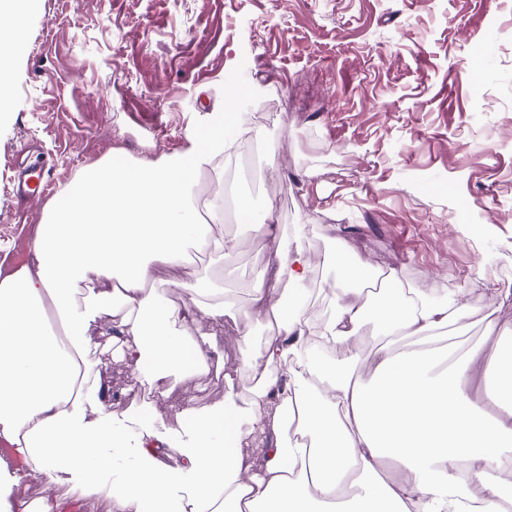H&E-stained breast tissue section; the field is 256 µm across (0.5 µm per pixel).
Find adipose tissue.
Listing matches in <instances>:
<instances>
[{
	"mask_svg": "<svg viewBox=\"0 0 512 512\" xmlns=\"http://www.w3.org/2000/svg\"><path fill=\"white\" fill-rule=\"evenodd\" d=\"M27 9L28 0H0V16L12 20L0 27V105ZM226 145L219 124L158 167L113 158L85 169L53 204L30 262L0 277V444L53 481L111 473L116 512H150L182 480L190 484L187 512H507L512 485L490 472L512 449V349L501 351L489 395L497 418L467 398L469 364L437 348L380 345L361 376L363 321L375 320L387 336L428 338L465 318L466 304L434 298L393 271L384 300L373 302L359 287L365 269L339 252L334 314L315 328L303 305L304 248L275 238L268 213L244 205L241 228L274 238L275 280L288 287L287 300L273 302L265 282L254 287L270 328L245 360L255 379L249 398L207 412L185 405L191 441L175 469L156 460L154 435L140 421L118 425L105 413L99 376L80 368L100 303L120 317L109 342L124 345L150 382L173 370L186 378L209 370L213 344L184 326L198 315L223 319L216 289H186L176 305L152 283L157 266L185 263L189 246L217 258L234 250L233 238L202 224L189 196ZM102 279L111 291L80 294L81 284ZM254 432L266 438L258 472L243 450ZM385 464L402 480L384 482Z\"/></svg>",
	"mask_w": 512,
	"mask_h": 512,
	"instance_id": "adipose-tissue-1",
	"label": "adipose tissue"
}]
</instances>
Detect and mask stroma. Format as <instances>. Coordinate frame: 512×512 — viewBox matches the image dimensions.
Masks as SVG:
<instances>
[{
    "mask_svg": "<svg viewBox=\"0 0 512 512\" xmlns=\"http://www.w3.org/2000/svg\"><path fill=\"white\" fill-rule=\"evenodd\" d=\"M18 37L0 113V271L29 259L56 194L83 169L116 153L162 164L215 118L229 131L240 114L244 154L201 171L194 200L205 207L232 169L236 196L284 236L300 232L314 320L334 312L343 251L369 274L393 268L468 304L430 345L459 359L481 350L491 368L512 341V0H33ZM42 160L53 193L18 200L19 162ZM210 230L238 247L158 270L154 283L175 304L172 280L224 287L223 324L187 328L212 337L210 370L154 386L117 347L100 346L86 364L115 420L154 410V432L170 438L184 399L203 411L253 387L244 353L258 351L267 321L243 312L269 274L272 242L231 220ZM18 498L114 512L108 475L93 490L78 475L0 478V512Z\"/></svg>",
    "mask_w": 512,
    "mask_h": 512,
    "instance_id": "1",
    "label": "stroma"
}]
</instances>
